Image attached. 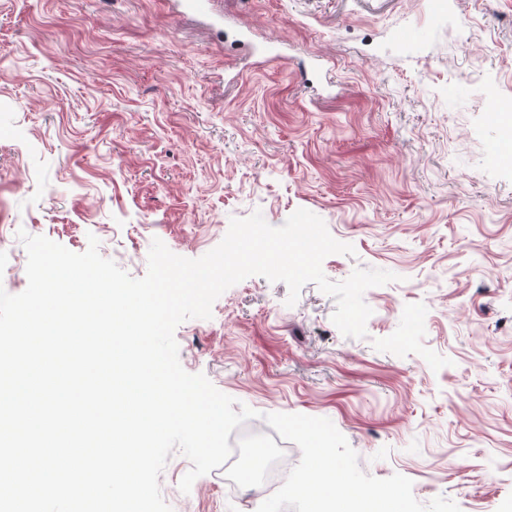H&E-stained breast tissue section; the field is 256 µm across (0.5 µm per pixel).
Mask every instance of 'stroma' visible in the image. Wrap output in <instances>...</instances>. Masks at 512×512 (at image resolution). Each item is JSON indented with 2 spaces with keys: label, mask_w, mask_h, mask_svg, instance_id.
I'll use <instances>...</instances> for the list:
<instances>
[{
  "label": "stroma",
  "mask_w": 512,
  "mask_h": 512,
  "mask_svg": "<svg viewBox=\"0 0 512 512\" xmlns=\"http://www.w3.org/2000/svg\"><path fill=\"white\" fill-rule=\"evenodd\" d=\"M0 0V281L27 286L17 236L100 254L131 277L153 239L199 258L231 218L299 208L355 256L324 274H397L364 294L363 338L334 298L251 276L175 331L182 367L257 411L330 419L378 478L421 503L512 512V162L487 147L484 91H512V0ZM461 28L448 39L449 24ZM429 30L407 44L403 29ZM159 477L172 512H257L253 472Z\"/></svg>",
  "instance_id": "stroma-1"
}]
</instances>
